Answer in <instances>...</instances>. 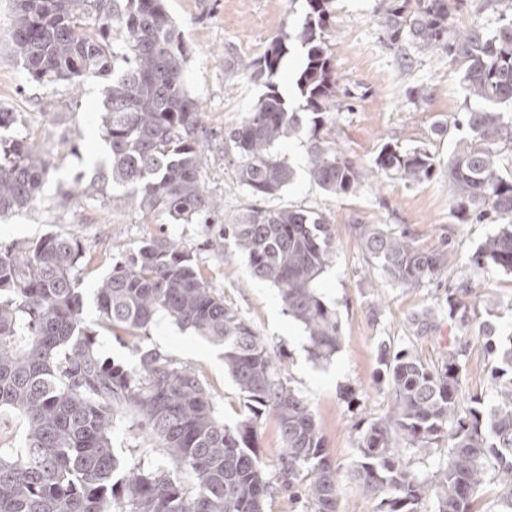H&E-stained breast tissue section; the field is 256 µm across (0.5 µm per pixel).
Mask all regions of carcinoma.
I'll return each instance as SVG.
<instances>
[{"label": "carcinoma", "instance_id": "1", "mask_svg": "<svg viewBox=\"0 0 512 512\" xmlns=\"http://www.w3.org/2000/svg\"><path fill=\"white\" fill-rule=\"evenodd\" d=\"M466 0H392L382 26L392 45L418 54L446 53L462 72L467 136L446 168L457 210L496 224L473 256L474 273L494 267L512 274V0L493 33L473 23L451 31L449 19ZM331 0H307L296 33L306 49L296 85L304 104L291 109L279 91L285 45L273 41L262 56L229 61L267 88L239 125L224 131L237 186L251 197L278 195L294 171L274 147L311 124L309 176L331 195H351L379 171L407 183L439 165L427 149L384 144L370 167H360L318 136L336 96L326 45ZM127 53L118 56L112 28ZM11 49L41 84L87 75L112 76L101 128L109 147L97 166L102 184L144 215L186 224H218L215 247L230 240L251 278L278 289L288 315L303 326L309 352L327 361L340 349L336 310L317 281L335 255L334 233L320 212L252 207L232 224L201 177V104L184 80L188 55L163 0H14ZM124 66L116 69L117 60ZM49 163L22 139L0 142V216L28 209L41 195ZM366 260L396 286H420L448 270L451 240L420 249L404 229L355 224ZM84 254L77 239L49 235L0 251V411L24 422L23 446L0 454V512H265L272 494L258 446L262 416L275 420L280 475L301 485L314 512H340L337 470L304 397L284 383L266 340L224 297L209 288L179 242L160 237L112 263L94 286L99 318L111 330L147 328L163 314L182 328L224 345V368L243 396L241 418L224 423L210 394L189 369L152 349L133 367L102 359L95 331L83 319L79 288ZM473 280L448 295V321L463 339L485 338L502 366L490 372L495 404L464 398L460 344L435 368L410 347L383 343L380 376L392 389L390 410L360 436L349 472L378 500V512H475L488 483L500 490L495 512H512V342L496 347L493 326L470 327ZM437 312L409 318L413 335L428 336ZM128 417L136 434L163 448L164 461L129 465L112 448L115 419ZM448 445L446 461L420 476L400 449L426 454Z\"/></svg>", "mask_w": 512, "mask_h": 512}]
</instances>
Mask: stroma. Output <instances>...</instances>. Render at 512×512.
Returning a JSON list of instances; mask_svg holds the SVG:
<instances>
[{
  "label": "stroma",
  "mask_w": 512,
  "mask_h": 512,
  "mask_svg": "<svg viewBox=\"0 0 512 512\" xmlns=\"http://www.w3.org/2000/svg\"><path fill=\"white\" fill-rule=\"evenodd\" d=\"M169 15L189 48L185 82L199 98L200 122L209 133L203 150L202 175L210 192L223 202L225 223H234L251 197L236 184L235 171L224 156V131L238 125L265 94L263 84L239 76L226 81L229 53L258 57L273 40L287 53L279 90L291 108L302 99L293 78L306 56L296 41L308 6L306 0H165ZM387 0H333L325 38L331 48L338 81L335 107L321 134L356 164L369 166L384 143L404 149L424 148L441 164L429 179L415 185L381 173L356 194L333 196L308 175L307 134L284 141L277 151L296 170L294 181L277 198L262 200L266 209L313 208L326 214L335 236L334 260L317 287L336 310L342 343L327 362L311 359L302 326L289 317L277 289L251 279L244 255L234 245L210 247L213 229L206 224H179L164 216H146L113 200L111 188L96 190L90 182L94 162L104 151L100 111L106 81L82 78L79 85L61 81L41 85L9 48L13 0H0V111L15 115L0 137L26 138L50 163L44 192L28 211L0 218V249L35 244L48 235H75L91 258L81 275L83 317L94 328L105 359L135 364L142 350L159 349L193 371L212 396L226 424H234L241 408L238 388L224 370L221 346L184 330L160 316L139 335H114L101 329L93 283L110 271L113 258L132 252L144 241L166 232L189 252L205 283L222 295L264 336L281 362V372L307 400L338 470L342 512H377L375 499L348 479V468L367 422L391 404L388 386L379 379L378 346L413 343L418 354L438 364L457 330L443 324L440 334L410 338L407 320L414 312L444 303L459 280L470 274L471 257L492 232L453 208L444 159L464 130L439 135L466 110L458 66L447 56L414 55L405 62L402 50L383 36L381 21ZM426 86L425 97L412 90ZM357 224L407 228L426 251L444 237L455 239V255L445 274L415 288L398 287L371 267L354 236ZM472 303L479 320H491L493 344L512 335V275L489 268L475 276ZM498 361L483 341H473L465 357L462 390L491 404L489 382ZM112 446L128 462L162 459L161 448L144 445L128 418L119 419Z\"/></svg>",
  "instance_id": "1"
}]
</instances>
